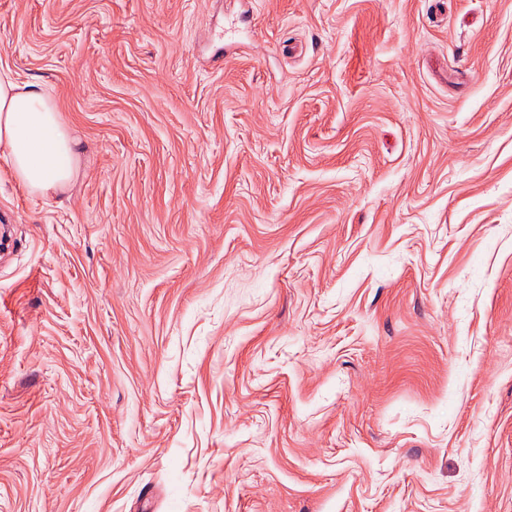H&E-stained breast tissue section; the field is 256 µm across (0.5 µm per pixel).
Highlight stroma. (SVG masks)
<instances>
[{"mask_svg": "<svg viewBox=\"0 0 512 512\" xmlns=\"http://www.w3.org/2000/svg\"><path fill=\"white\" fill-rule=\"evenodd\" d=\"M80 141L0 156V512H512V0H0Z\"/></svg>", "mask_w": 512, "mask_h": 512, "instance_id": "obj_1", "label": "stroma"}]
</instances>
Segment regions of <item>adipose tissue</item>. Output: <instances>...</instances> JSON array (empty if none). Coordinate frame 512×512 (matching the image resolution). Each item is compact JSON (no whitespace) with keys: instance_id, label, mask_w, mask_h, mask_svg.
Wrapping results in <instances>:
<instances>
[{"instance_id":"ef3b65f1","label":"adipose tissue","mask_w":512,"mask_h":512,"mask_svg":"<svg viewBox=\"0 0 512 512\" xmlns=\"http://www.w3.org/2000/svg\"><path fill=\"white\" fill-rule=\"evenodd\" d=\"M0 155L29 193L59 194L78 170V142L52 93L0 68Z\"/></svg>"}]
</instances>
